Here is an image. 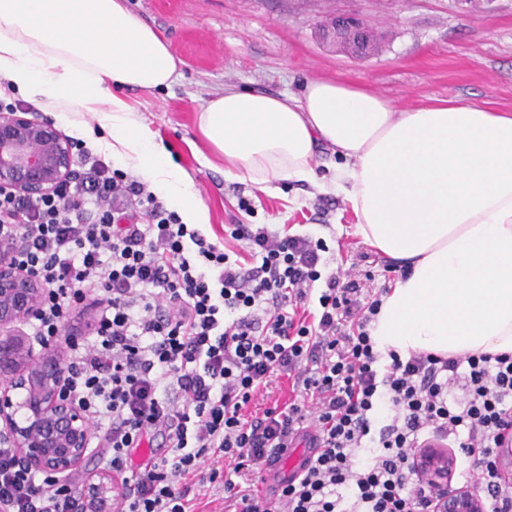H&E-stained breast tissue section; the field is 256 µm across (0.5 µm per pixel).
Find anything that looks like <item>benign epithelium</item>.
Masks as SVG:
<instances>
[{
    "mask_svg": "<svg viewBox=\"0 0 512 512\" xmlns=\"http://www.w3.org/2000/svg\"><path fill=\"white\" fill-rule=\"evenodd\" d=\"M337 45L371 57L381 38L354 14L328 16L318 23ZM75 163L73 142L55 123L33 112L0 114V191L34 197L56 189ZM44 290L29 273L0 249V432L23 462L58 483L71 484L88 456L90 427L65 387L64 340L35 350L20 327L41 310ZM457 458L429 444L416 452L418 482L432 491L431 512H484V501L472 487L452 485ZM120 493L109 472L85 476L73 491L74 512H115Z\"/></svg>",
    "mask_w": 512,
    "mask_h": 512,
    "instance_id": "obj_1",
    "label": "benign epithelium"
}]
</instances>
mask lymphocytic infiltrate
Returning <instances> with one entry per match:
<instances>
[{
  "label": "lymphocytic infiltrate",
  "mask_w": 512,
  "mask_h": 512,
  "mask_svg": "<svg viewBox=\"0 0 512 512\" xmlns=\"http://www.w3.org/2000/svg\"><path fill=\"white\" fill-rule=\"evenodd\" d=\"M224 234L242 250L210 242L143 183L87 155L50 194L0 191V244L22 237L13 259L45 289L37 341H56L84 299L100 307L66 381L121 478L117 512H197L219 476L234 512H426L413 455L450 439L473 459L485 512H512L497 470L512 430L511 354L392 350L381 364L368 326L382 299L362 300L350 272L327 271L323 238L267 224ZM275 376L291 397L253 409ZM156 435L167 453L133 465L132 449ZM300 437L314 449L301 476L272 494L238 483ZM367 441L377 452L356 464ZM69 508L68 489L38 479L0 435V512Z\"/></svg>",
  "instance_id": "1"
}]
</instances>
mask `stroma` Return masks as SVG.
Masks as SVG:
<instances>
[{"label":"stroma","mask_w":512,"mask_h":512,"mask_svg":"<svg viewBox=\"0 0 512 512\" xmlns=\"http://www.w3.org/2000/svg\"><path fill=\"white\" fill-rule=\"evenodd\" d=\"M151 25L179 65L170 86L117 89L150 138L161 142L190 178L209 221L201 231L223 239L228 224H288L326 240L330 268L372 271L362 283L375 294L386 285L385 256L364 241L342 195L320 191L338 161L318 146L315 182L276 181L265 191L224 176V161L202 140L198 112L232 86L241 91L301 96L313 79L368 87L403 111L458 99L512 112V0H480L479 10L457 0H126ZM353 12L382 35L379 55L355 58L332 49L318 22ZM108 105L56 117L90 155L109 159Z\"/></svg>","instance_id":"stroma-1"}]
</instances>
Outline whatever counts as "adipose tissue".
Returning <instances> with one entry per match:
<instances>
[{
  "label": "adipose tissue",
  "instance_id": "obj_1",
  "mask_svg": "<svg viewBox=\"0 0 512 512\" xmlns=\"http://www.w3.org/2000/svg\"><path fill=\"white\" fill-rule=\"evenodd\" d=\"M178 63L124 0H0V76L46 106L109 103L105 148L183 213L205 207L112 87L169 85ZM198 128L224 175L314 181L317 145L344 158L331 186L365 242L403 275L369 331L380 351L512 354V113L448 100L405 112L375 91L313 80L303 97L225 89Z\"/></svg>",
  "mask_w": 512,
  "mask_h": 512
}]
</instances>
